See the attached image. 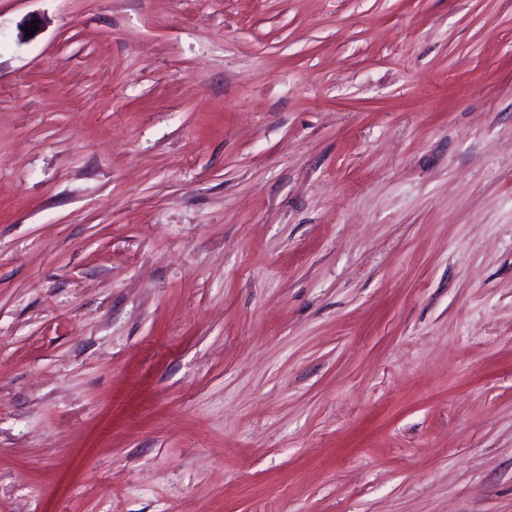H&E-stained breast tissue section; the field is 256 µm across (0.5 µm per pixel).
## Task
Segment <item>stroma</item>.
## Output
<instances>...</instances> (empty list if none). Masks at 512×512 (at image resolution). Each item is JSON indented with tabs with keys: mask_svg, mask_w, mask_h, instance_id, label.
Listing matches in <instances>:
<instances>
[{
	"mask_svg": "<svg viewBox=\"0 0 512 512\" xmlns=\"http://www.w3.org/2000/svg\"><path fill=\"white\" fill-rule=\"evenodd\" d=\"M0 512H512V0H0Z\"/></svg>",
	"mask_w": 512,
	"mask_h": 512,
	"instance_id": "stroma-1",
	"label": "stroma"
}]
</instances>
